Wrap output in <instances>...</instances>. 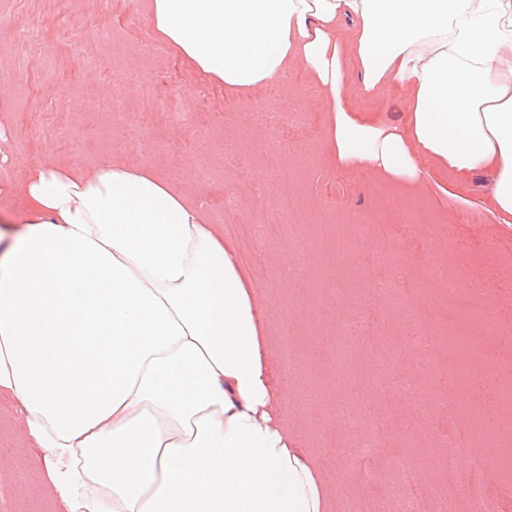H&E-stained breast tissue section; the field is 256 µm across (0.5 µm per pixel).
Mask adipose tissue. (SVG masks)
Instances as JSON below:
<instances>
[{
    "label": "adipose tissue",
    "instance_id": "adipose-tissue-1",
    "mask_svg": "<svg viewBox=\"0 0 512 512\" xmlns=\"http://www.w3.org/2000/svg\"><path fill=\"white\" fill-rule=\"evenodd\" d=\"M155 36L238 98L303 61L327 147L410 186L490 184L512 224V0H143ZM357 79H350V71ZM396 86L403 121L344 94ZM0 250V392L67 512H332L283 416L267 301L197 200L150 165L46 163Z\"/></svg>",
    "mask_w": 512,
    "mask_h": 512
}]
</instances>
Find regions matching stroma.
<instances>
[{
    "mask_svg": "<svg viewBox=\"0 0 512 512\" xmlns=\"http://www.w3.org/2000/svg\"><path fill=\"white\" fill-rule=\"evenodd\" d=\"M138 0H0V231L10 234L27 219L20 184L32 167L48 161L86 168L105 156L157 166L176 185L202 201L210 223L237 239L239 223L292 225L309 244L310 255L294 283L277 284L281 265L291 258L287 233L274 234L258 285L268 291L270 340L279 347L291 334L294 360L305 381L326 391L320 408L306 407L292 375L276 363V377L289 385L288 412L303 445L333 449L324 474L337 512L388 507L392 475L387 457L403 452L427 485L428 512H442L453 500L469 512L456 483L435 468L432 452L460 434L494 420L491 410L473 418L469 410L449 423L434 407L412 411L406 394L390 389L374 404L388 420L390 443L381 452L355 460L343 451L345 434L336 424L340 402L361 406L340 384H327L321 368L307 363L308 339L330 335L358 302H366L380 333L399 351L400 376H416L419 351L403 339L401 318L375 281L401 269L418 280L416 307L426 310L434 335L448 315L443 288L425 278L431 256L467 285L481 290V309H493L500 329L463 319L465 332L485 344L512 340V228L487 211L489 187L472 179L455 195L442 175L437 185L415 192L381 180L369 170L336 166L324 147L323 97L302 63L284 78L240 97L200 80L152 32ZM270 112L261 125L254 113ZM279 154L278 166L267 155ZM388 209L383 227L391 238L396 266H368L370 243L358 245L345 266L322 263V224H353ZM40 449L26 436L15 400L0 397V512H64L47 500Z\"/></svg>",
    "mask_w": 512,
    "mask_h": 512,
    "instance_id": "35a3bbf8",
    "label": "stroma"
}]
</instances>
